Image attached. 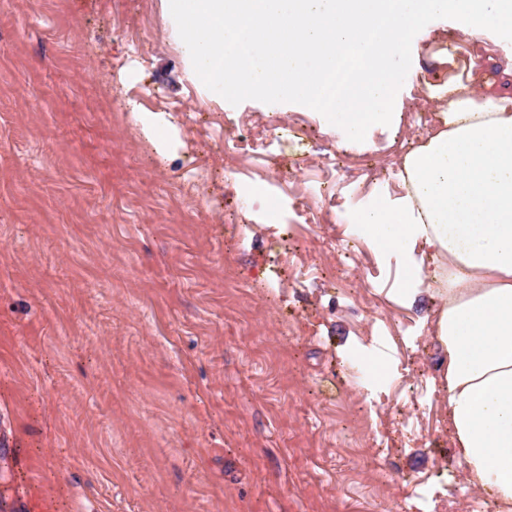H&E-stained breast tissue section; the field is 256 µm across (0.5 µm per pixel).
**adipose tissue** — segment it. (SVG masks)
Returning a JSON list of instances; mask_svg holds the SVG:
<instances>
[{"label": "adipose tissue", "instance_id": "obj_1", "mask_svg": "<svg viewBox=\"0 0 512 512\" xmlns=\"http://www.w3.org/2000/svg\"><path fill=\"white\" fill-rule=\"evenodd\" d=\"M189 78L225 96L283 92L319 100L344 58L359 75L329 132L363 148L376 126L396 127L389 62L416 54L408 30L458 20L438 60L489 36L512 37V0H165ZM475 61L427 86L435 127L402 158L400 191L370 186L348 218L380 261L398 260L397 302L437 299L430 321L446 355L439 390L468 482L512 507V94L487 91ZM439 258L425 271L419 252Z\"/></svg>", "mask_w": 512, "mask_h": 512}]
</instances>
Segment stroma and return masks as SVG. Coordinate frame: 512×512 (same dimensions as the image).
<instances>
[{
	"label": "stroma",
	"mask_w": 512,
	"mask_h": 512,
	"mask_svg": "<svg viewBox=\"0 0 512 512\" xmlns=\"http://www.w3.org/2000/svg\"><path fill=\"white\" fill-rule=\"evenodd\" d=\"M455 23L408 31L400 129L341 151L313 103L189 81L163 0H0V512H476L432 387L434 298L401 307L397 263L329 246L370 185L398 192ZM468 52L512 93L511 38ZM271 113L288 138L225 154V127ZM353 343L386 386L355 385Z\"/></svg>",
	"instance_id": "stroma-1"
}]
</instances>
